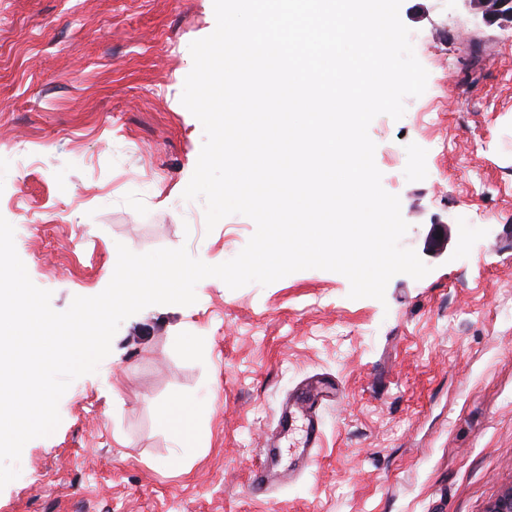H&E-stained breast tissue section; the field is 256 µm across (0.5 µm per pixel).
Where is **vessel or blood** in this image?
Masks as SVG:
<instances>
[{
  "label": "vessel or blood",
  "instance_id": "vessel-or-blood-1",
  "mask_svg": "<svg viewBox=\"0 0 512 512\" xmlns=\"http://www.w3.org/2000/svg\"><path fill=\"white\" fill-rule=\"evenodd\" d=\"M340 395L336 382L322 374L303 379L289 393L280 407L278 427L286 432H293L295 424H303L304 438L300 443L298 460L301 466H309L319 447L321 428V409L325 393ZM282 478L274 464L256 468L250 477L252 489L257 493H266L276 487Z\"/></svg>",
  "mask_w": 512,
  "mask_h": 512
}]
</instances>
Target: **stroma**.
Here are the masks:
<instances>
[{
    "label": "stroma",
    "instance_id": "obj_1",
    "mask_svg": "<svg viewBox=\"0 0 512 512\" xmlns=\"http://www.w3.org/2000/svg\"><path fill=\"white\" fill-rule=\"evenodd\" d=\"M400 18L426 90L369 135L401 244L430 273L395 275L381 301L322 269L236 290L209 277L192 305L143 309L26 443L0 512H487L512 487V25L462 0H403ZM215 25L213 0H0V216L54 310L106 288L117 244L216 265L253 235L239 214L207 229L203 199L183 197L204 141L181 102L189 45ZM317 373L346 397L322 413L315 462L253 493L282 401ZM201 399L191 438L160 426Z\"/></svg>",
    "mask_w": 512,
    "mask_h": 512
}]
</instances>
